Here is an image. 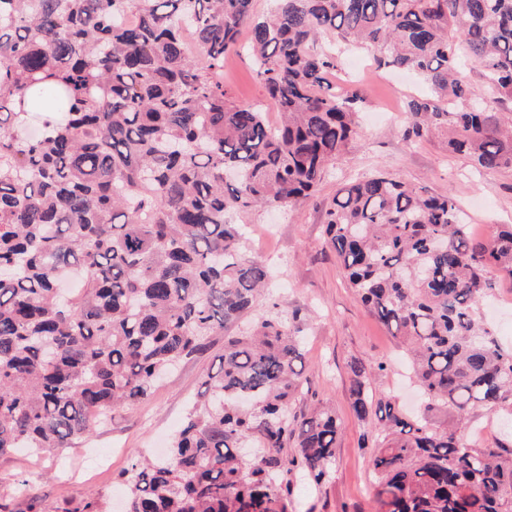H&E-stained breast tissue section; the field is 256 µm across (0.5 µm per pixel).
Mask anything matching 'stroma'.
<instances>
[{
  "instance_id": "1",
  "label": "stroma",
  "mask_w": 512,
  "mask_h": 512,
  "mask_svg": "<svg viewBox=\"0 0 512 512\" xmlns=\"http://www.w3.org/2000/svg\"><path fill=\"white\" fill-rule=\"evenodd\" d=\"M248 43V38H241L237 51L225 56L224 90L237 104L264 106L266 119L273 124L278 114L266 104ZM339 60L338 68L327 76L329 83L336 87L354 81L367 94L355 148L330 165L314 194L296 206L229 215L230 223L248 227L245 256L271 270L270 296L301 316L306 383L293 408L326 403L342 425L331 479L319 488L293 480L289 512H377L371 452L359 445L376 420H359L351 408V362L372 368L387 363L388 371L375 380L376 395L397 400L406 414L428 413L440 427L457 423L453 409L426 411L405 365L401 342L361 304L325 242V215L339 186L389 174L435 193L451 194L478 237L490 238L499 225L512 224V166L478 170L465 156L450 152L442 137L415 143L405 138L407 101L429 91L421 78L377 68L369 50L349 51ZM491 278L494 286L481 315L499 343L510 348L512 278L497 271ZM223 352V335L213 336L207 350L183 359L157 384L147 403L115 409L106 424L76 447L42 457L0 456V504L5 512H28L26 500L11 496L15 483L23 479L56 512H69L82 497L97 491L120 501L121 474L135 458L164 453L207 375L217 372Z\"/></svg>"
}]
</instances>
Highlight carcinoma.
<instances>
[{"mask_svg": "<svg viewBox=\"0 0 512 512\" xmlns=\"http://www.w3.org/2000/svg\"><path fill=\"white\" fill-rule=\"evenodd\" d=\"M274 2L258 17L252 0H0V456L72 447L224 333L167 457L124 472L123 512H288V475H332L336 414L291 411L300 315L261 309L270 272L228 214L295 206L355 147L365 97L328 84L336 45L425 77L407 138L446 132L476 166H512V0ZM245 26L275 125L224 92ZM326 235L426 410L504 413L481 444L406 418L374 398L384 366L351 365L352 408L377 418L362 447L379 512H512V349L480 316L489 269L512 277V225L475 238L451 194L379 174L337 191ZM109 507L91 493L74 512Z\"/></svg>", "mask_w": 512, "mask_h": 512, "instance_id": "obj_1", "label": "carcinoma"}]
</instances>
